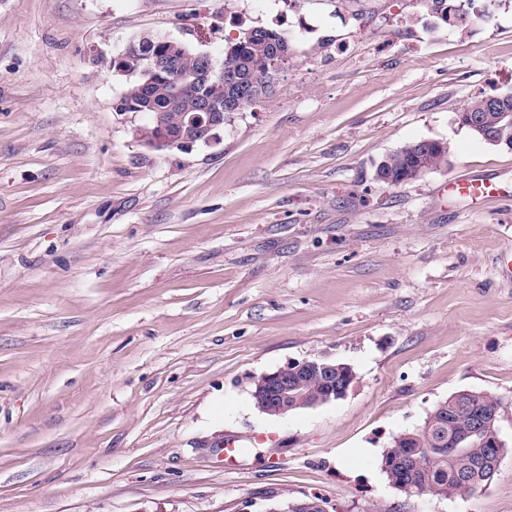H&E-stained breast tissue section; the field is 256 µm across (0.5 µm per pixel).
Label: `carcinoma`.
Returning a JSON list of instances; mask_svg holds the SVG:
<instances>
[{
  "label": "carcinoma",
  "instance_id": "obj_1",
  "mask_svg": "<svg viewBox=\"0 0 512 512\" xmlns=\"http://www.w3.org/2000/svg\"><path fill=\"white\" fill-rule=\"evenodd\" d=\"M426 7L442 23L461 26L474 17L483 22L492 20L488 10L476 8L474 0H424ZM288 53L290 45L281 35L268 28H256L228 48L224 67L235 71L243 82L255 84L256 92L246 98L239 94L240 85L228 81L213 84L208 95L224 102V111L239 112L261 96L275 91L270 81L276 52ZM141 80L128 85L124 103L137 105L150 114L164 112L167 128H178L180 113L167 112L165 107L175 84L172 76L162 75L154 80L151 99L139 90ZM471 112L485 113L486 125L498 144L512 147V95L502 101L478 97L465 105ZM419 164V153L404 146L387 155L376 177L381 182L392 178L398 184L412 174ZM303 390L312 396L330 389L326 379L315 375L301 378ZM490 396L470 391L457 400L446 399L430 412L424 424L417 429V439L405 443L393 440L385 452V473L391 482H403L412 488L414 496H464L492 483L495 475L489 465L488 448L480 435L469 433L472 414L487 410Z\"/></svg>",
  "mask_w": 512,
  "mask_h": 512
}]
</instances>
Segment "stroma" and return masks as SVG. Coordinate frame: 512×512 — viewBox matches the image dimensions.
Wrapping results in <instances>:
<instances>
[{
	"label": "stroma",
	"instance_id": "35a3bbf8",
	"mask_svg": "<svg viewBox=\"0 0 512 512\" xmlns=\"http://www.w3.org/2000/svg\"><path fill=\"white\" fill-rule=\"evenodd\" d=\"M452 27L422 0H0V512H512V454L476 493L406 497L382 458L478 390L512 445V170L460 125L512 94V0ZM255 27L292 48L219 145L154 151L117 105L144 36L223 64ZM419 140L446 165L397 186ZM350 365L338 400L262 414L255 377ZM236 440L228 456L211 452ZM428 143H430V141H420L419 143L412 142L404 146L402 149H398L387 155L382 160L383 162H380V167L379 164L377 165V179L385 184L390 185L386 179L392 176L393 181L398 183L397 185H400L408 182H404L405 178H407L415 170V176H420V174L424 171L433 168L426 161H423V163L418 166L420 153H417L415 150L409 148L410 145L413 144L411 147L419 149L422 153H426V149L421 148V145ZM448 200L455 202L464 199L486 201L501 197H512V172L500 174L491 179L453 178L448 181Z\"/></svg>",
	"mask_w": 512,
	"mask_h": 512
}]
</instances>
